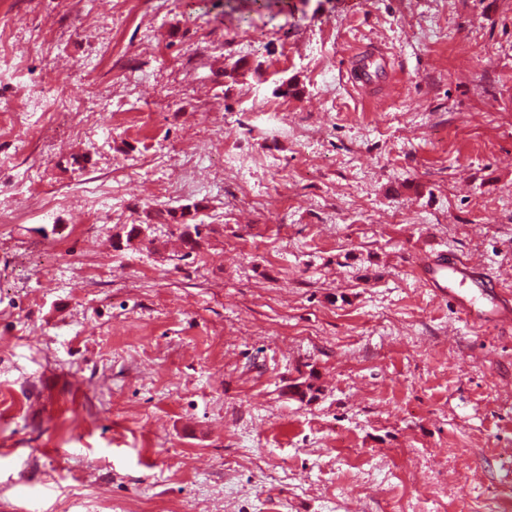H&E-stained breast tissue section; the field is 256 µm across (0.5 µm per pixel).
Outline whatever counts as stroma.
Returning a JSON list of instances; mask_svg holds the SVG:
<instances>
[{"mask_svg":"<svg viewBox=\"0 0 512 512\" xmlns=\"http://www.w3.org/2000/svg\"><path fill=\"white\" fill-rule=\"evenodd\" d=\"M290 2L0 0V512H482L512 483V329L415 265L512 291V0ZM417 268L430 288H434L436 295L445 296L448 293V300H452L469 318L480 320L483 316L472 308L477 294L499 308V321L503 325L512 326L510 308L500 307L497 303L502 294V282L498 276H490L480 266L449 253L448 258L440 256L433 262L424 261L417 264ZM463 288L470 290L464 291Z\"/></svg>","mask_w":512,"mask_h":512,"instance_id":"35a3bbf8","label":"stroma"}]
</instances>
